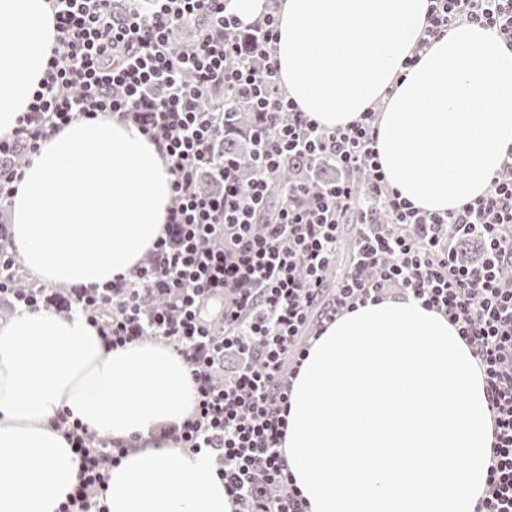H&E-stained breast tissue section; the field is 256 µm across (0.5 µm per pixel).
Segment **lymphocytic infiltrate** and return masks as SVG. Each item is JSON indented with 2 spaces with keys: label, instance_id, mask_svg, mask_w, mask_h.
<instances>
[{
  "label": "lymphocytic infiltrate",
  "instance_id": "1",
  "mask_svg": "<svg viewBox=\"0 0 512 512\" xmlns=\"http://www.w3.org/2000/svg\"><path fill=\"white\" fill-rule=\"evenodd\" d=\"M57 38L42 85L13 137L0 139V205L23 178L16 151L80 117L109 115L138 125L172 178L164 234L126 277L79 288L75 303L117 348L153 336L188 363L194 411L172 431L180 447L215 453L234 512H307L281 453L293 377L311 342L344 311L386 297H411L448 317L485 379L495 443L476 512H512V148L486 195L445 214L421 211L390 189L375 150L373 112L322 128L289 99L274 58L279 0L242 24L227 0H48ZM494 30L512 48V0H431L419 48L460 22ZM248 91L259 116L255 176L218 149L222 113L207 97ZM332 159L340 178L326 191L282 188L284 204L263 209L272 177L289 160ZM214 174L220 190L199 185ZM358 227L348 270L327 288L342 227ZM476 239L483 264L456 257L449 229ZM0 224V296L17 307L48 304L46 286L21 291L16 256ZM165 308L141 313L143 290ZM57 425L81 455L80 485L58 512H101L99 491L127 450L77 420Z\"/></svg>",
  "mask_w": 512,
  "mask_h": 512
}]
</instances>
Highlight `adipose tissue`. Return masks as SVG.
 Returning a JSON list of instances; mask_svg holds the SVG:
<instances>
[{"label":"adipose tissue","mask_w":512,"mask_h":512,"mask_svg":"<svg viewBox=\"0 0 512 512\" xmlns=\"http://www.w3.org/2000/svg\"><path fill=\"white\" fill-rule=\"evenodd\" d=\"M430 0H281L275 58L300 110L322 127L379 107L389 184L430 213L484 196L512 147V50L462 22L406 60ZM47 0H0V137H11L55 44ZM171 177L133 123L80 118L43 141L9 207L12 247L53 286L128 275L164 232ZM187 363L155 341L113 349L78 311L20 310L0 323V512H58L80 457L56 420L71 412L133 448L109 471L104 512H233L208 450L155 437L192 412Z\"/></svg>","instance_id":"obj_1"}]
</instances>
